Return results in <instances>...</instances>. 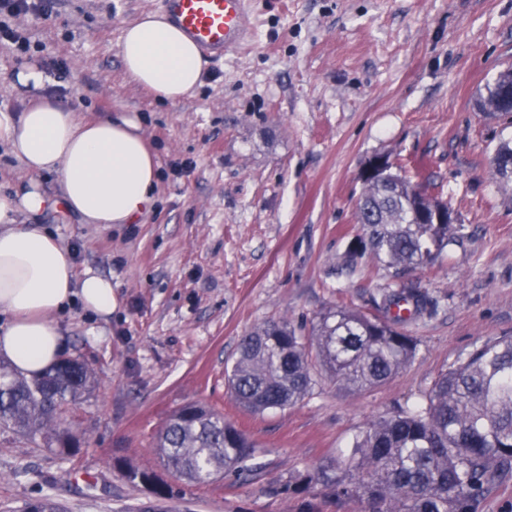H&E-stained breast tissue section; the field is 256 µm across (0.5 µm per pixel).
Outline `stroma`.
<instances>
[{"label": "stroma", "instance_id": "35a3bbf8", "mask_svg": "<svg viewBox=\"0 0 512 512\" xmlns=\"http://www.w3.org/2000/svg\"><path fill=\"white\" fill-rule=\"evenodd\" d=\"M159 7L57 0L50 19L17 21L33 60L62 63L44 75L68 90L58 106L137 119L159 179L132 224L60 208L38 218L76 273L111 278L117 307L105 320L77 303L61 315L65 358L95 377L70 420L80 446L66 455L0 429V512L46 495L63 512H358L291 480L343 458L377 418L422 405L476 345L512 336V181L493 162L512 119L477 107L512 66V0H256L250 45L204 62L174 103L133 82L120 56L124 28ZM380 155L458 219L427 266L398 271L361 252L355 208ZM401 283L434 307L399 324L417 349L388 382L351 393L320 371L294 406L234 402L225 371L247 332L285 320L306 335L336 306L378 314ZM195 402L255 444L248 478L196 484L165 469L156 437ZM128 466L154 470L167 495L129 482Z\"/></svg>", "mask_w": 512, "mask_h": 512}]
</instances>
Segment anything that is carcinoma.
Instances as JSON below:
<instances>
[{
    "instance_id": "obj_1",
    "label": "carcinoma",
    "mask_w": 512,
    "mask_h": 512,
    "mask_svg": "<svg viewBox=\"0 0 512 512\" xmlns=\"http://www.w3.org/2000/svg\"><path fill=\"white\" fill-rule=\"evenodd\" d=\"M512 75L501 71L486 85L479 107L508 115L500 92ZM497 172L512 178V144L496 149ZM388 190L374 182L355 211L373 257L397 270L429 264L448 245L451 225L422 224L415 215L416 185L401 174ZM421 313L427 300L400 285L384 295V315L338 307L323 314L312 335L286 321L265 323L243 336L228 375V389L241 407L261 413L291 406L309 393L318 365L346 390H361L392 378L416 353L414 339L397 330L387 315L400 301ZM93 384L85 365L65 360L40 378H27L0 362V428L41 439L62 453L75 443L66 418ZM168 468L205 484L226 473L250 470L255 445L224 415L188 404L169 419L157 437ZM512 478V336L476 346L442 374L424 405L383 416L358 434L345 460L294 484H322L338 502L360 512H471L488 488ZM24 512H61L50 496L31 501Z\"/></svg>"
}]
</instances>
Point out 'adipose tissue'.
Here are the masks:
<instances>
[{"mask_svg": "<svg viewBox=\"0 0 512 512\" xmlns=\"http://www.w3.org/2000/svg\"><path fill=\"white\" fill-rule=\"evenodd\" d=\"M120 55L127 74L160 99L181 100L200 82L198 48L160 15L130 23ZM0 145L32 175L20 190L0 193V359L35 377L58 363V316L73 301L102 319L116 306L111 279L90 270L76 276L69 250L35 224L55 203L35 174L59 175L57 203L82 223L129 224L153 201L158 163L133 118L82 121L46 98L19 116L0 110Z\"/></svg>", "mask_w": 512, "mask_h": 512, "instance_id": "1", "label": "adipose tissue"}]
</instances>
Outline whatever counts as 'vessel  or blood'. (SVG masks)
Listing matches in <instances>:
<instances>
[{"mask_svg": "<svg viewBox=\"0 0 512 512\" xmlns=\"http://www.w3.org/2000/svg\"><path fill=\"white\" fill-rule=\"evenodd\" d=\"M252 0H162L171 24L217 61L240 47L250 36Z\"/></svg>", "mask_w": 512, "mask_h": 512, "instance_id": "b4317fda", "label": "vessel or blood"}]
</instances>
